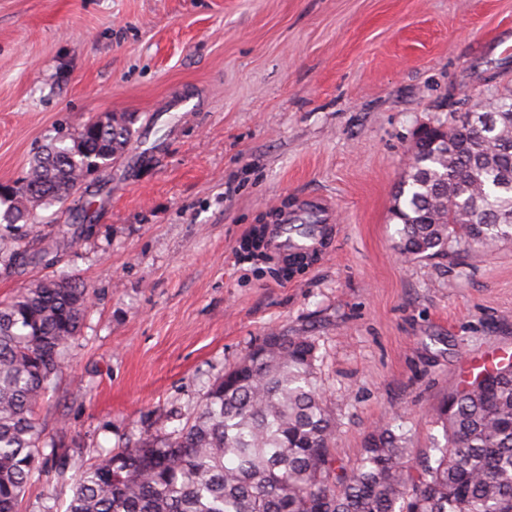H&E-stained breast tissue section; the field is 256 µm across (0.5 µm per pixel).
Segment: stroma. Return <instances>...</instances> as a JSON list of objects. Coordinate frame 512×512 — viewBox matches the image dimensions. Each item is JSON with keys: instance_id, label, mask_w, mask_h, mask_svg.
Instances as JSON below:
<instances>
[{"instance_id": "1", "label": "stroma", "mask_w": 512, "mask_h": 512, "mask_svg": "<svg viewBox=\"0 0 512 512\" xmlns=\"http://www.w3.org/2000/svg\"><path fill=\"white\" fill-rule=\"evenodd\" d=\"M512 84V0H0V185L88 121L133 114L128 151L43 233L88 207L58 253L91 307L38 408L72 467L177 425L273 332L313 336L349 467L402 425L413 457L469 355H512V243L406 260L394 188L418 132ZM336 235L286 278L246 258L302 197Z\"/></svg>"}]
</instances>
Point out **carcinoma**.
Instances as JSON below:
<instances>
[{
	"label": "carcinoma",
	"instance_id": "carcinoma-1",
	"mask_svg": "<svg viewBox=\"0 0 512 512\" xmlns=\"http://www.w3.org/2000/svg\"><path fill=\"white\" fill-rule=\"evenodd\" d=\"M469 112L438 124L448 148L416 138L395 187L398 250L415 259L512 242V88L490 87ZM130 116L90 120L46 146L0 189V269L50 265L72 225L43 243L31 211L65 204L85 173L105 171L134 135ZM89 289L62 273L0 304V512H18L32 479L71 485L65 512H512V361L461 383L431 415L444 444L418 461L409 437L372 431L355 466H334L336 417L313 336L273 333L209 387L170 430L129 436L71 471L60 444L44 453L36 417L78 340Z\"/></svg>",
	"mask_w": 512,
	"mask_h": 512
}]
</instances>
